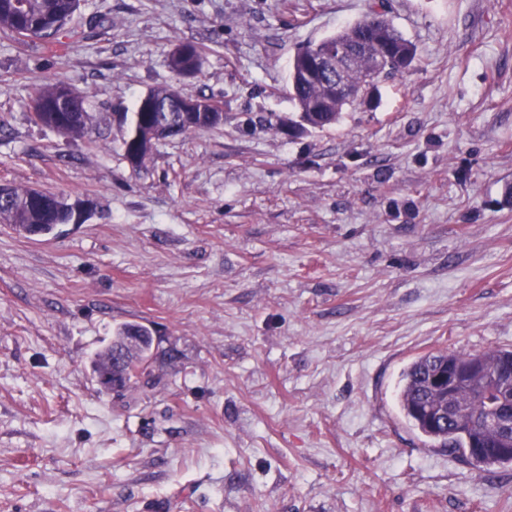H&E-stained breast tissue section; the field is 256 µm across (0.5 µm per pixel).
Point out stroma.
I'll list each match as a JSON object with an SVG mask.
<instances>
[{"mask_svg":"<svg viewBox=\"0 0 512 512\" xmlns=\"http://www.w3.org/2000/svg\"><path fill=\"white\" fill-rule=\"evenodd\" d=\"M373 8L410 70L279 131L296 48ZM62 40L0 34V185L93 203L0 224V512H512L511 464L398 403L421 356L512 350V0H80ZM55 79L83 138L32 120ZM163 85L226 119L132 169L112 115ZM125 323L178 357L116 395L89 361ZM74 92V109L76 112H83L84 116L80 120H76L79 118V116L75 114L76 112H63V114L59 115L60 129L55 131L63 135L62 127L72 122L66 127L65 135L68 137L81 138L85 136L91 129L92 118L90 114L92 113L90 112L89 114V111L86 107L85 96L82 95L79 91L74 90ZM92 117L94 118L93 114Z\"/></svg>","mask_w":512,"mask_h":512,"instance_id":"1","label":"stroma"}]
</instances>
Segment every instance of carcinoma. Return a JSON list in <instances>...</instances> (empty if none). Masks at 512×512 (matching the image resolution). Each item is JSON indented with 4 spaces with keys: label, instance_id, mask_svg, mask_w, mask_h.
<instances>
[{
    "label": "carcinoma",
    "instance_id": "obj_1",
    "mask_svg": "<svg viewBox=\"0 0 512 512\" xmlns=\"http://www.w3.org/2000/svg\"><path fill=\"white\" fill-rule=\"evenodd\" d=\"M79 0H0V32H8L21 37L34 38L51 45L61 43L60 30L76 10ZM376 42L390 50V60L384 65V72L379 79L386 80L403 75L415 60L416 50L410 40L384 14L370 11L362 20L346 26L336 33L318 41L300 46L288 67L287 93L292 101L295 112L288 115L292 127L291 135L298 136L322 131L336 125L343 110L355 106L343 98L330 97L324 86L304 77L308 61L326 45H348L356 43L361 38ZM194 52L191 58L171 56V68L179 75L188 66L201 61L199 48L192 44ZM372 73V58L357 57L352 65L344 72L346 84L360 88L367 85V79ZM64 83L48 81L36 91L32 109L37 122L55 128L57 102ZM184 94L174 86H164L150 90L147 101H138L132 120L140 130L148 129L162 122L169 127L182 131L186 128L183 113L175 110L176 104ZM200 112L196 113L193 126L198 128L215 127L211 121L210 111L217 103L205 96L196 97ZM74 109L84 113L83 118L72 122L66 127L65 135L81 138L91 129L92 118L86 107V98L80 92H75ZM10 202L0 203V223L7 224L19 234L32 229L53 234L60 224L70 219V210L66 198L45 191L40 196H34L33 189L28 186H8ZM120 347L125 351V362L120 368L123 386L131 388L141 382L145 371L154 364H163L173 358L169 352L159 349L155 344L152 333L145 327L126 325L117 330L112 337V344L98 351L91 363L93 376L102 389L108 388L103 381V375L111 370L109 362L112 349ZM511 356L509 350L492 349L482 353L487 365L488 377L498 371L501 356ZM472 354L461 351H441L426 354L412 362L402 374V387L398 401L400 409L408 423L430 440L439 442L450 452L466 453L469 441L477 439L484 445L487 466L502 465L506 460L501 458L499 448L502 442L498 431L484 421L478 420L486 408V403L472 398L467 388L458 390L454 401L458 408L469 409L477 416L473 423L460 421L447 429L429 426L419 414V407L429 402L441 405L440 396L425 388L424 382L428 374L438 364L444 361L463 365Z\"/></svg>",
    "mask_w": 512,
    "mask_h": 512
}]
</instances>
